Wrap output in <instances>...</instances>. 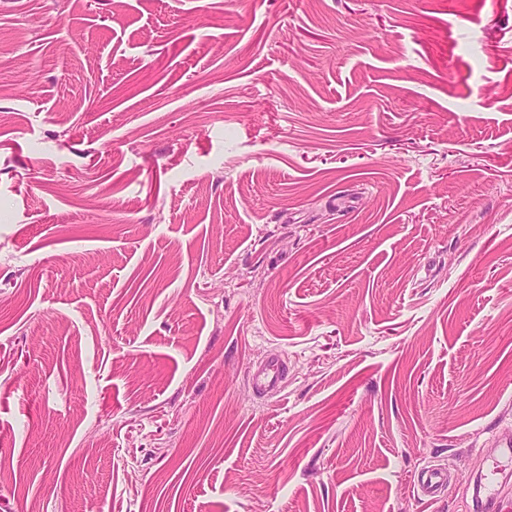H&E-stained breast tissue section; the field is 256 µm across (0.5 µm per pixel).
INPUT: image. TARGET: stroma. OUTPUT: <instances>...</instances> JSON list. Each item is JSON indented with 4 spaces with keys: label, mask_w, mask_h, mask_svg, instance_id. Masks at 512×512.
I'll return each mask as SVG.
<instances>
[{
    "label": "stroma",
    "mask_w": 512,
    "mask_h": 512,
    "mask_svg": "<svg viewBox=\"0 0 512 512\" xmlns=\"http://www.w3.org/2000/svg\"><path fill=\"white\" fill-rule=\"evenodd\" d=\"M507 435L512 0H0V512H512ZM284 370V362L278 358L263 360L253 370V390L260 394L273 390L281 381Z\"/></svg>",
    "instance_id": "35a3bbf8"
}]
</instances>
